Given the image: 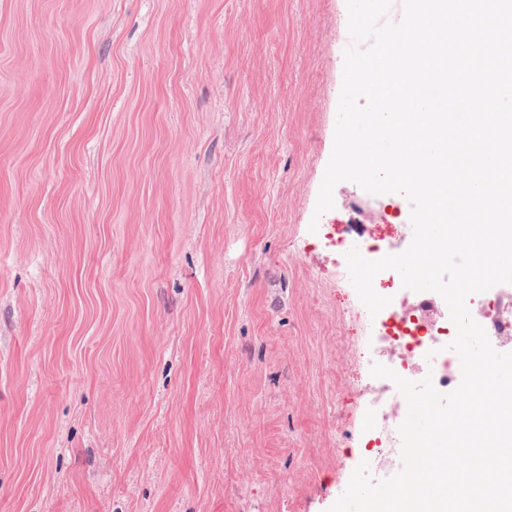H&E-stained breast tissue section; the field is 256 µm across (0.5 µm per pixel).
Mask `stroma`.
I'll return each mask as SVG.
<instances>
[{
  "label": "stroma",
  "mask_w": 512,
  "mask_h": 512,
  "mask_svg": "<svg viewBox=\"0 0 512 512\" xmlns=\"http://www.w3.org/2000/svg\"><path fill=\"white\" fill-rule=\"evenodd\" d=\"M346 0H0V512H327L365 460Z\"/></svg>",
  "instance_id": "stroma-1"
}]
</instances>
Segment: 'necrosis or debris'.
<instances>
[{
	"mask_svg": "<svg viewBox=\"0 0 512 512\" xmlns=\"http://www.w3.org/2000/svg\"><path fill=\"white\" fill-rule=\"evenodd\" d=\"M379 278L386 282L385 294L391 302L368 321L375 362L415 382L421 381L423 370H430L435 388L447 391L455 384L457 357L449 349L456 328L444 299L433 292L427 300L413 303L396 271H382ZM466 304L492 346L500 352L512 351V284L469 295ZM406 413V401L396 385L376 379L363 415L365 431L377 441L369 454L371 478H387L401 469L398 427Z\"/></svg>",
	"mask_w": 512,
	"mask_h": 512,
	"instance_id": "4bbe7bcc",
	"label": "necrosis or debris"
}]
</instances>
